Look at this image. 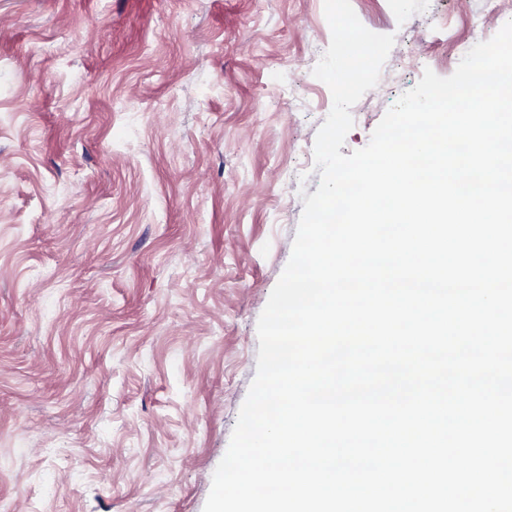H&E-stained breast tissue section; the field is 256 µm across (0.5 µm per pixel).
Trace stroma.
Returning a JSON list of instances; mask_svg holds the SVG:
<instances>
[{
	"instance_id": "1",
	"label": "stroma",
	"mask_w": 512,
	"mask_h": 512,
	"mask_svg": "<svg viewBox=\"0 0 512 512\" xmlns=\"http://www.w3.org/2000/svg\"><path fill=\"white\" fill-rule=\"evenodd\" d=\"M365 147L512 0H350ZM324 0H0V502L203 512L332 107Z\"/></svg>"
}]
</instances>
